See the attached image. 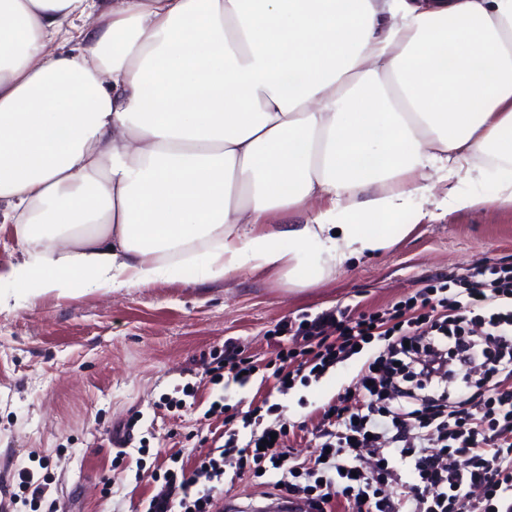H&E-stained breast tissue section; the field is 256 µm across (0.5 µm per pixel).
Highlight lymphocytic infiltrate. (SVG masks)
Listing matches in <instances>:
<instances>
[{
  "label": "lymphocytic infiltrate",
  "instance_id": "lymphocytic-infiltrate-1",
  "mask_svg": "<svg viewBox=\"0 0 512 512\" xmlns=\"http://www.w3.org/2000/svg\"><path fill=\"white\" fill-rule=\"evenodd\" d=\"M480 341L467 338L471 324ZM292 346H285V339ZM275 355L257 359L228 339L208 370L212 384L246 386L253 377L275 381L278 391L297 377L322 378L355 355L378 350L361 366L354 389L337 395L314 427L317 457L298 460L284 447L289 430L265 420L261 406L231 413L215 399L206 418H220L223 433L193 468L165 469L161 490L145 512H212V492L224 479V458L236 457V477L275 470L284 503L303 501L311 512H499L512 499V270L488 268L451 290L440 282L397 303L391 312L366 314L353 307L283 322L270 338ZM481 363L486 397L450 398L443 383L457 368ZM249 428L240 439V428ZM415 476L407 495L380 487Z\"/></svg>",
  "mask_w": 512,
  "mask_h": 512
}]
</instances>
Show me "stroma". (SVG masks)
I'll list each match as a JSON object with an SVG mask.
<instances>
[{
  "label": "stroma",
  "instance_id": "35a3bbf8",
  "mask_svg": "<svg viewBox=\"0 0 512 512\" xmlns=\"http://www.w3.org/2000/svg\"><path fill=\"white\" fill-rule=\"evenodd\" d=\"M491 267L512 268V207L436 211L389 250L352 261L319 287L299 290L270 272L242 271L202 280L192 270L150 285L49 293L0 313V486L18 488V472L44 470L56 512H143L160 488L153 475L171 455L206 454L203 414L216 398L234 406L276 404L283 422L305 419L349 385L365 357L337 364L319 380L287 393L273 383H209L205 370L227 339L247 354L270 357L268 334L285 320L336 307L383 313L424 286L456 282ZM192 385V406L162 409L164 395ZM139 422L126 449L114 429ZM230 480L220 512H268V477Z\"/></svg>",
  "mask_w": 512,
  "mask_h": 512
}]
</instances>
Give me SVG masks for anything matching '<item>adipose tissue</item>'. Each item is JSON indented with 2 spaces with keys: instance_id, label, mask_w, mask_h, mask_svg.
Segmentation results:
<instances>
[{
  "instance_id": "1",
  "label": "adipose tissue",
  "mask_w": 512,
  "mask_h": 512,
  "mask_svg": "<svg viewBox=\"0 0 512 512\" xmlns=\"http://www.w3.org/2000/svg\"><path fill=\"white\" fill-rule=\"evenodd\" d=\"M499 177L488 192L464 182ZM512 207V0H0V310ZM21 253L14 240L13 225L0 223V269L14 263Z\"/></svg>"
}]
</instances>
